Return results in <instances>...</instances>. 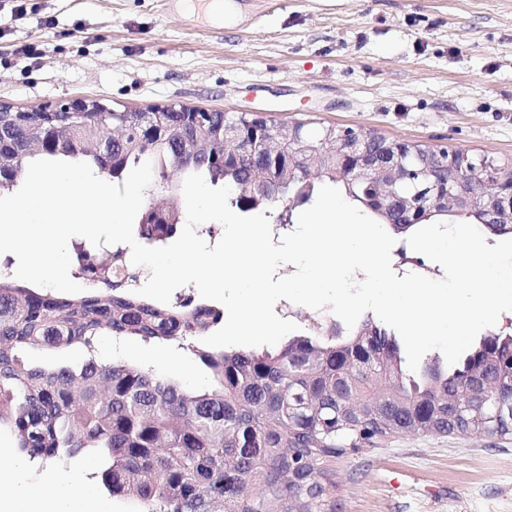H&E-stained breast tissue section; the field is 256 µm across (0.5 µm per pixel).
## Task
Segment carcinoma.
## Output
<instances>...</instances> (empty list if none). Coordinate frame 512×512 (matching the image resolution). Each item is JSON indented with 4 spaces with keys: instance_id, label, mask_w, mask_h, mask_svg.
<instances>
[{
    "instance_id": "obj_1",
    "label": "carcinoma",
    "mask_w": 512,
    "mask_h": 512,
    "mask_svg": "<svg viewBox=\"0 0 512 512\" xmlns=\"http://www.w3.org/2000/svg\"><path fill=\"white\" fill-rule=\"evenodd\" d=\"M139 112H94L84 119L31 112L18 120L0 112V196L16 191L30 162L38 159L85 162L96 176L122 182L127 172L150 160L153 170L186 177L200 173L212 186L230 188L229 203L254 213L269 206L260 199L242 205V187L260 159L245 153L256 121L241 114L211 113L207 132L187 112L166 113L165 133L152 140L139 134ZM241 127L237 156H224L222 127ZM295 150L320 139L336 142V127L312 132L299 124L274 129ZM423 166H443L450 151L415 144ZM497 159L455 152L454 165L440 182L463 181L472 197L490 189ZM339 189L365 215L409 237L424 224L461 220L489 236L512 235L511 224H488L475 206L440 205L409 224H391L357 181L344 177L330 151L311 178L295 172L280 188V224L294 223L297 209L312 205L321 186ZM177 184L159 217L144 209L137 238L162 247L185 224ZM123 252L73 245V274L86 291L70 298L19 284L0 273V426L10 427L17 448L31 458L55 462L88 451L100 460V479L114 497L137 501L138 512H335L326 494L333 470L328 463L342 447L369 430V437L395 433H448L463 425L476 433L512 430V419H475L483 396L468 378L473 355L453 370L432 358L412 372L394 337L371 316L352 329L325 336L310 328L261 350L213 349L201 339L224 320L220 307L193 298L167 304L133 293L134 277L124 272ZM135 338L145 344L186 345L209 377L189 385L131 360L97 359L99 339ZM501 357L512 356V333H493ZM368 340L382 353V365L359 369L343 353ZM37 349L83 351L77 367L34 366L20 352ZM494 393L512 405V370L504 367ZM470 408L469 421L451 401Z\"/></svg>"
}]
</instances>
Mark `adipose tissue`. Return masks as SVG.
I'll list each match as a JSON object with an SVG mask.
<instances>
[{
	"instance_id": "obj_1",
	"label": "adipose tissue",
	"mask_w": 512,
	"mask_h": 512,
	"mask_svg": "<svg viewBox=\"0 0 512 512\" xmlns=\"http://www.w3.org/2000/svg\"><path fill=\"white\" fill-rule=\"evenodd\" d=\"M26 459H12L0 451V512H112L108 501L98 499L92 487L74 489L67 480L54 478L36 488L26 487L21 475Z\"/></svg>"
}]
</instances>
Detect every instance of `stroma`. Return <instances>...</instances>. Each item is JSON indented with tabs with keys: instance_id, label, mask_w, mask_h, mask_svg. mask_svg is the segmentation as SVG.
<instances>
[{
	"instance_id": "stroma-1",
	"label": "stroma",
	"mask_w": 512,
	"mask_h": 512,
	"mask_svg": "<svg viewBox=\"0 0 512 512\" xmlns=\"http://www.w3.org/2000/svg\"><path fill=\"white\" fill-rule=\"evenodd\" d=\"M0 0V104L92 99L121 111L187 105L270 124L371 130L512 163V0H258L255 18L193 25L164 0ZM40 44L41 58L22 48ZM167 345L100 352L149 366ZM89 456L30 462L90 483ZM336 512H512V436L393 434L333 463Z\"/></svg>"
}]
</instances>
